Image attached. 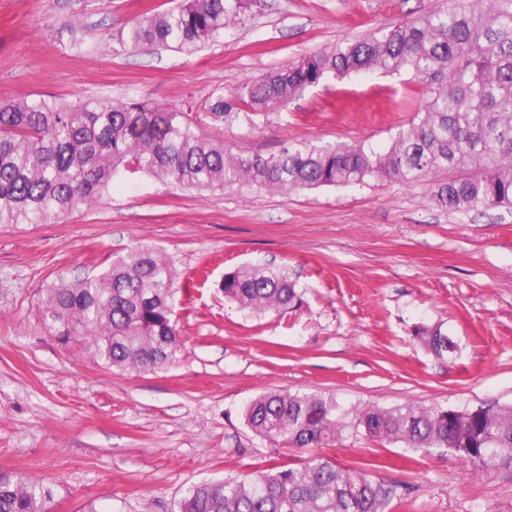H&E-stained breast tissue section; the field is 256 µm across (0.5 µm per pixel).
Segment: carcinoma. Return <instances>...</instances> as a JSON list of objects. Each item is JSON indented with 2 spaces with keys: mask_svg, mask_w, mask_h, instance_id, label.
Here are the masks:
<instances>
[{
  "mask_svg": "<svg viewBox=\"0 0 512 512\" xmlns=\"http://www.w3.org/2000/svg\"><path fill=\"white\" fill-rule=\"evenodd\" d=\"M253 2L180 0L129 24L112 52L144 44L195 51L236 25ZM358 72L409 73L428 87L423 110L398 127L382 152L364 141L290 140L268 156L233 153L204 133L191 111L136 99L0 101V227L52 224L89 209L127 173L198 192L428 182L433 203L450 212H512V0H460L304 55L227 98L213 93L208 111L247 119L285 107L331 76ZM447 171L456 175L440 180ZM176 280L158 249L137 247L95 278L45 289L43 321L60 340L85 343L111 369L161 370L183 351L173 319ZM222 288L228 300L259 314L299 302L296 281L280 267L227 273ZM414 337L438 357L456 353L440 325L419 327ZM243 416L255 435L275 446L326 448L349 427L379 444L453 457L475 472L512 468V406H365L346 427L332 398L269 391L252 399ZM395 496L393 486L365 470L315 454L297 467L192 486L179 512H389ZM53 498L44 478L0 472V512H50Z\"/></svg>",
  "mask_w": 512,
  "mask_h": 512,
  "instance_id": "cac0c4a2",
  "label": "carcinoma"
}]
</instances>
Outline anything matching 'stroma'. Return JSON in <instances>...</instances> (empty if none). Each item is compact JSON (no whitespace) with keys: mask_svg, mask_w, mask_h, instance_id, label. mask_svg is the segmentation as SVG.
<instances>
[{"mask_svg":"<svg viewBox=\"0 0 512 512\" xmlns=\"http://www.w3.org/2000/svg\"><path fill=\"white\" fill-rule=\"evenodd\" d=\"M451 0H257L238 26L191 53H112L114 33L171 0H0V98L95 96L192 107L234 152L286 141L386 146L425 104L410 75L330 79L287 108L210 118L208 96L336 43L449 7ZM426 184L197 193L135 174L58 224L0 229V471L54 486L51 512H178L193 485L305 462L246 426L264 391L334 398L339 417L407 403L512 405V212L459 215ZM139 244L179 279L186 343L156 372L110 369L45 328L39 299L59 281L99 275ZM287 268L301 302L256 314L224 297L226 273ZM443 325L459 349L440 358L414 338ZM337 465L395 486L390 512H512V469L473 473L438 453L344 435Z\"/></svg>","mask_w":512,"mask_h":512,"instance_id":"1","label":"stroma"}]
</instances>
